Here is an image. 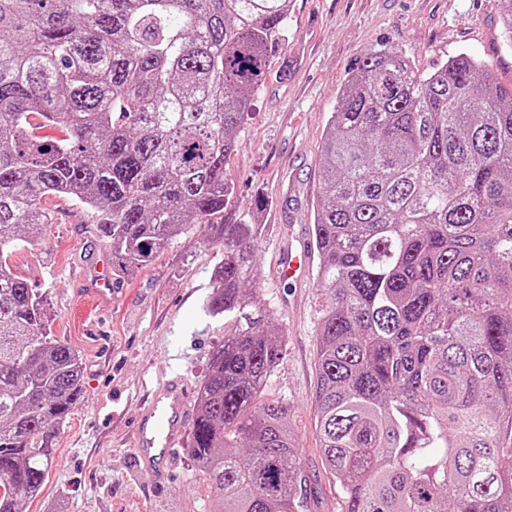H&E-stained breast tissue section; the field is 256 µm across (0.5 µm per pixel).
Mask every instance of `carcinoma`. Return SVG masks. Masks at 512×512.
<instances>
[{
  "label": "carcinoma",
  "mask_w": 512,
  "mask_h": 512,
  "mask_svg": "<svg viewBox=\"0 0 512 512\" xmlns=\"http://www.w3.org/2000/svg\"><path fill=\"white\" fill-rule=\"evenodd\" d=\"M289 4L0 0V512L40 494L84 398L78 352L9 263L50 223L48 197L94 215L119 274L188 224L224 246L206 308L235 329L198 394L193 457L210 512H300L287 408L261 400L285 332L249 287L260 227L224 223L226 163ZM312 237L316 426L342 512H512V85L467 54L427 75L365 54L327 123Z\"/></svg>",
  "instance_id": "cac0c4a2"
}]
</instances>
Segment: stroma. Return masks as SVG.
Here are the masks:
<instances>
[{"label": "stroma", "instance_id": "stroma-1", "mask_svg": "<svg viewBox=\"0 0 512 512\" xmlns=\"http://www.w3.org/2000/svg\"><path fill=\"white\" fill-rule=\"evenodd\" d=\"M380 46L424 73L467 53L486 61L501 84H512V48L500 35L498 0L292 2L288 39L238 134L227 172L235 185L230 218L249 214L260 226L255 286L286 334L263 396L288 409L319 500L313 512L341 510L314 426L322 298L315 278L277 280L275 263L289 237L311 236L326 123L350 71ZM259 197L266 204L252 212ZM45 206L52 224L11 264L44 292L52 336L78 350L85 396L54 438L42 492L29 512H208L207 481L189 444L179 448L173 477L157 486L141 478L131 448L134 423L156 380L180 375L199 390L231 329L205 308L223 251L206 241L203 229L188 228L151 264L113 276L112 298L100 302L89 288L95 269L112 261L109 245L76 201L50 197Z\"/></svg>", "mask_w": 512, "mask_h": 512}]
</instances>
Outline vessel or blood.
<instances>
[{
	"mask_svg": "<svg viewBox=\"0 0 512 512\" xmlns=\"http://www.w3.org/2000/svg\"><path fill=\"white\" fill-rule=\"evenodd\" d=\"M309 247L288 249L279 260L277 274L295 282L307 278ZM190 391L180 377L161 381L149 394L135 423L133 454L141 475L150 482L165 480L174 452L184 433L193 426Z\"/></svg>",
	"mask_w": 512,
	"mask_h": 512,
	"instance_id": "1",
	"label": "vessel or blood"
}]
</instances>
